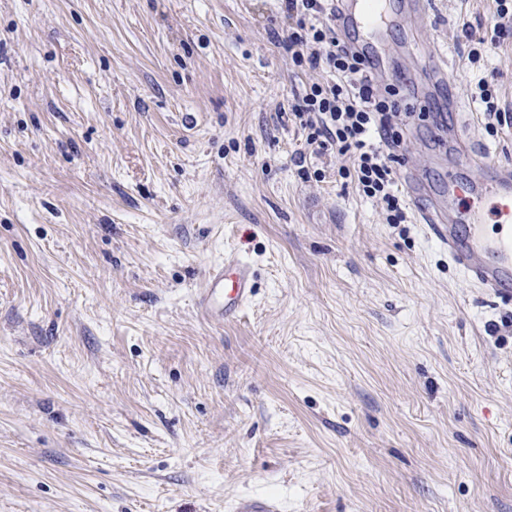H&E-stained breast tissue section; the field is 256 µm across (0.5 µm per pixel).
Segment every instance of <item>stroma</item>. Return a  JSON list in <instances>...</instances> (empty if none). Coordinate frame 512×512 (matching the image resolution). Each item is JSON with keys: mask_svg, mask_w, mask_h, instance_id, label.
I'll use <instances>...</instances> for the list:
<instances>
[{"mask_svg": "<svg viewBox=\"0 0 512 512\" xmlns=\"http://www.w3.org/2000/svg\"><path fill=\"white\" fill-rule=\"evenodd\" d=\"M492 0L385 32L398 178L512 163ZM280 0H0V512H512V301L307 158ZM445 71L431 112L412 72ZM452 121L464 152L434 137ZM251 266L243 311L197 308ZM476 91L471 100L479 112H484L486 128L490 133H498V127L509 125L508 113L499 106L497 93L485 77L479 78L475 85ZM252 294L253 273L250 266L227 255L223 264L209 272L198 304L205 317L222 320L238 313Z\"/></svg>", "mask_w": 512, "mask_h": 512, "instance_id": "1", "label": "stroma"}]
</instances>
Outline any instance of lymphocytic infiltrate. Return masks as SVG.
<instances>
[{
    "instance_id": "obj_1",
    "label": "lymphocytic infiltrate",
    "mask_w": 512,
    "mask_h": 512,
    "mask_svg": "<svg viewBox=\"0 0 512 512\" xmlns=\"http://www.w3.org/2000/svg\"><path fill=\"white\" fill-rule=\"evenodd\" d=\"M282 5L290 20L283 45L294 64L330 75L308 84L294 98L293 115L307 145L317 153L332 150L347 158L339 176L353 180L366 198L380 204L386 223H406L393 151L398 112L380 94L363 57L340 41L331 0H282Z\"/></svg>"
}]
</instances>
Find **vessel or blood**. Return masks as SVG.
I'll return each instance as SVG.
<instances>
[{
    "label": "vessel or blood",
    "mask_w": 512,
    "mask_h": 512,
    "mask_svg": "<svg viewBox=\"0 0 512 512\" xmlns=\"http://www.w3.org/2000/svg\"><path fill=\"white\" fill-rule=\"evenodd\" d=\"M336 28L347 26L377 31L387 18V0H336ZM407 191L420 204L422 224L448 249L450 259L473 281L501 299L512 298V165L488 167L480 182L452 178L448 199L456 221L442 223L436 208L425 205L426 188L407 180ZM500 225L501 232L490 238L484 224ZM253 294V273L236 257L225 256L223 264L209 272L198 304L205 317L223 319L238 313Z\"/></svg>",
    "instance_id": "b4317fda"
}]
</instances>
